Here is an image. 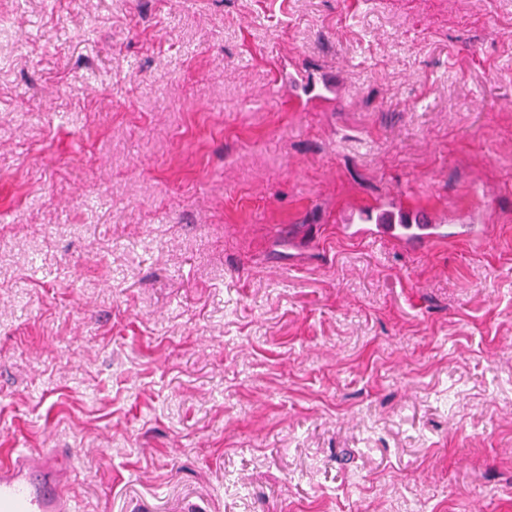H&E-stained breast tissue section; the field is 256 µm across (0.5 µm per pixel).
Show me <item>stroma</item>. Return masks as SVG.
Here are the masks:
<instances>
[{"mask_svg":"<svg viewBox=\"0 0 512 512\" xmlns=\"http://www.w3.org/2000/svg\"><path fill=\"white\" fill-rule=\"evenodd\" d=\"M1 448L76 512H512V0H0ZM384 210L376 211L374 222L370 224L373 229H368L369 235L383 237L396 242H405L407 240H416L428 242L440 238L441 229L444 224L435 221L430 215L420 212H397L393 214L394 224H377L379 216ZM401 219H405L409 224H397Z\"/></svg>","mask_w":512,"mask_h":512,"instance_id":"35a3bbf8","label":"stroma"}]
</instances>
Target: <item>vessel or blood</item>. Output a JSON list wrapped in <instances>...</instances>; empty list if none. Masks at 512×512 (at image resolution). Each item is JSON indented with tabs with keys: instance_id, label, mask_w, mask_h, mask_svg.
<instances>
[{
	"instance_id": "1",
	"label": "vessel or blood",
	"mask_w": 512,
	"mask_h": 512,
	"mask_svg": "<svg viewBox=\"0 0 512 512\" xmlns=\"http://www.w3.org/2000/svg\"><path fill=\"white\" fill-rule=\"evenodd\" d=\"M371 234L396 242H428L442 226L420 212L394 213ZM73 455L67 448L9 449L0 456V512H76L70 493Z\"/></svg>"
}]
</instances>
